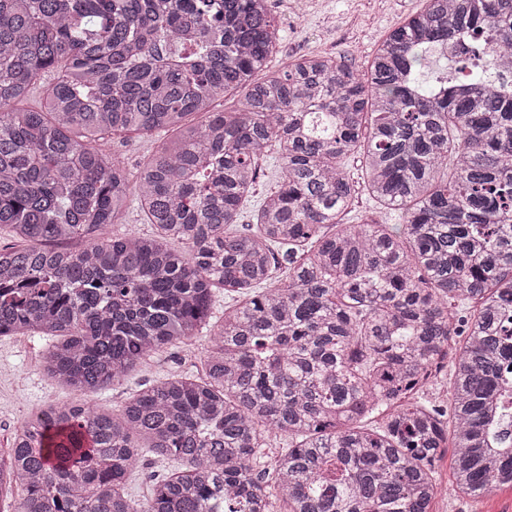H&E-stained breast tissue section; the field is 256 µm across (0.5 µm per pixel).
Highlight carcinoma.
<instances>
[{"mask_svg":"<svg viewBox=\"0 0 512 512\" xmlns=\"http://www.w3.org/2000/svg\"><path fill=\"white\" fill-rule=\"evenodd\" d=\"M278 45L268 0H0V230L21 241L0 246V337L52 339L47 374L96 391L210 328L215 289L239 298L201 374L21 424L13 512H430L449 442L459 492L512 486L486 441L512 357V0H424L362 77L321 54L274 70ZM166 130L134 174L107 149ZM270 150L280 180L240 233ZM362 187L402 223H348ZM132 194L157 236H107ZM463 335L447 422L409 397ZM273 430L291 442L268 479ZM147 455L178 466L139 501Z\"/></svg>","mask_w":512,"mask_h":512,"instance_id":"carcinoma-1","label":"carcinoma"}]
</instances>
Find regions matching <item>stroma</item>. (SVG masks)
Masks as SVG:
<instances>
[{
	"mask_svg": "<svg viewBox=\"0 0 512 512\" xmlns=\"http://www.w3.org/2000/svg\"><path fill=\"white\" fill-rule=\"evenodd\" d=\"M269 4L280 29L278 63L304 54H328L348 60L361 73L369 67L376 46L407 14L420 8L421 0H269ZM175 137L172 131L148 136L116 135L111 151L134 169ZM48 345V338L36 335L0 338V449L7 447L17 426L47 404L86 401L93 407L115 411L140 384L200 370L209 342L198 337L188 349L173 348L155 354L119 384L96 394L73 390L44 374L41 359ZM451 466V448L438 449L432 461L437 494L430 512H512V487L449 500ZM170 471L169 461L144 458L128 477L124 491L136 500L146 498L155 482Z\"/></svg>",
	"mask_w": 512,
	"mask_h": 512,
	"instance_id": "1",
	"label": "stroma"
}]
</instances>
